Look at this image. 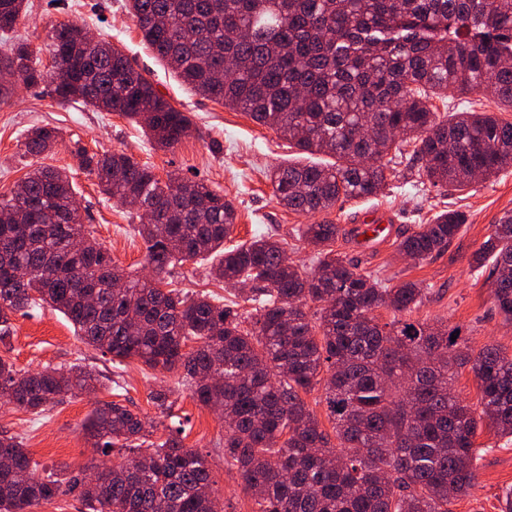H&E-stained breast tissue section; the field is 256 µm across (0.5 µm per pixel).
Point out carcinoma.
Returning <instances> with one entry per match:
<instances>
[{
	"label": "carcinoma",
	"mask_w": 512,
	"mask_h": 512,
	"mask_svg": "<svg viewBox=\"0 0 512 512\" xmlns=\"http://www.w3.org/2000/svg\"><path fill=\"white\" fill-rule=\"evenodd\" d=\"M25 4L0 0V73L27 86L49 80L61 103L117 112L161 149L186 139L191 118L120 48L79 40V26L52 29L53 71L39 69L28 39L15 36ZM127 9L142 41L195 93L247 114L302 154L335 158L272 170L274 195L291 211L378 195L388 183L385 158L403 155L405 144L428 183L454 191L512 168V122L493 112L440 116L434 105L476 96L512 112V0H127ZM58 139L39 127L23 147L39 158ZM81 155L101 193L120 203L136 197L156 214L138 227L155 277L112 265L85 229L67 171L36 167L0 197V342L15 314L43 307L118 365L136 357L182 369L192 397L229 418L224 463L237 468L255 512H449L475 481L478 428L512 440V354L477 349L437 321L407 319L425 289L359 272L332 249L341 225L302 229L318 251L308 272L272 237L224 247L236 210L206 183L163 180L123 152ZM464 224L463 213L443 210L398 251L430 259ZM197 258L215 259L212 272L226 285H253L245 297L252 329L212 295L162 288L169 267ZM487 261L494 306L512 322V211L491 225L471 265ZM117 276L125 288H112ZM310 301L321 304L312 314ZM381 309L390 321L380 322ZM466 364L479 383L478 412L452 391ZM320 384L331 434L302 398ZM98 385L79 364L32 373L0 358V401L27 412ZM83 429L102 454L128 456L64 479L40 477L23 445L1 435L9 465H0V512H30L67 493L89 512H223L207 458L183 445L181 429L149 443L144 418L114 401L98 404ZM142 455L150 469H129Z\"/></svg>",
	"instance_id": "obj_1"
}]
</instances>
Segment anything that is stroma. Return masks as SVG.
I'll use <instances>...</instances> for the list:
<instances>
[{
    "label": "stroma",
    "instance_id": "obj_1",
    "mask_svg": "<svg viewBox=\"0 0 512 512\" xmlns=\"http://www.w3.org/2000/svg\"><path fill=\"white\" fill-rule=\"evenodd\" d=\"M29 8L19 31L26 36L49 69V34L55 25L73 23L93 36L122 47L133 64L178 110L189 113L191 135L174 150L156 148L142 128L113 112H101L74 104L59 103L48 85H15L9 98L0 103V195L14 186L37 165L66 169L76 190L82 221L108 251L115 265L141 274L146 265V244L136 226L135 210L109 200L94 175L85 171L78 149L91 153L123 151L153 168L159 177L176 174L200 180L224 194L237 210L233 242L271 235L286 244L289 262L303 268L315 263L316 251L300 237L303 225L314 223L311 215L283 208L275 198L268 171L276 165L307 162L286 140L253 122L245 113L195 94L142 41L125 0H28ZM58 128L62 140L40 158L24 152L28 130L36 126ZM416 161L403 158L386 190L375 197L337 203L327 214L346 234L335 249L359 271L398 285L416 282L429 294L417 319L442 318L449 326L461 327L473 346L493 342L512 351V324L503 320L492 304L491 280L487 271L473 270L469 261L487 238L491 224L512 211V168L471 187L454 191L422 183ZM394 218L392 238L370 251H360L351 232L366 210ZM460 210L467 222L461 234L441 254L415 263L403 258L397 245L416 225L427 223L442 210ZM210 261L190 260L172 269L165 281L169 288L196 295L208 293L225 304H236L243 320H250L252 306L239 291L224 286L210 273ZM14 333L0 343V358L22 371L66 369L80 364L98 374L102 385L94 394L69 398L43 413L33 414L0 403V433L22 441L37 462L38 475L54 472L67 475L103 461L117 460V453L103 455L92 448L82 425L97 401H116L147 417L153 423L154 441L165 440L172 423L182 426L185 447L206 455L213 488L224 503V512H254L255 504L241 488L237 470L224 462L221 444L225 421L190 395L178 370L147 368L140 359L114 365L111 358L84 344L73 326L58 312L34 310L15 315ZM171 389L172 417H164L153 406L150 394L159 387ZM475 485L456 500L452 512H498L499 500L512 488V442L487 428L475 436Z\"/></svg>",
    "mask_w": 512,
    "mask_h": 512
}]
</instances>
